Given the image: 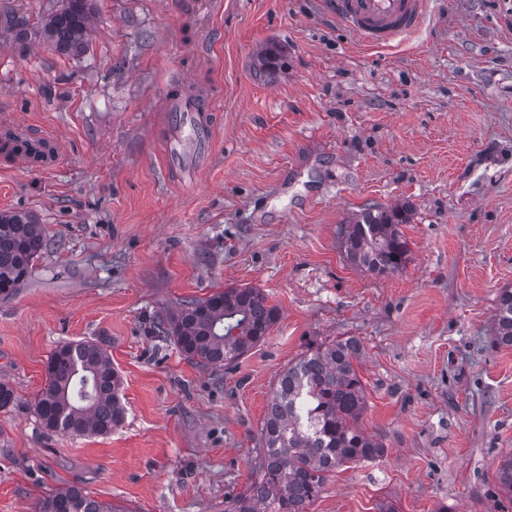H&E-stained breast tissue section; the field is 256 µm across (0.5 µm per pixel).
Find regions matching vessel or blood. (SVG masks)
<instances>
[{
  "label": "vessel or blood",
  "instance_id": "vessel-or-blood-1",
  "mask_svg": "<svg viewBox=\"0 0 512 512\" xmlns=\"http://www.w3.org/2000/svg\"><path fill=\"white\" fill-rule=\"evenodd\" d=\"M329 11L364 42L386 46L418 31L425 19L427 0H327ZM165 122L178 130L169 138L168 164L190 168L199 162L213 136L211 100L207 93H179L165 105Z\"/></svg>",
  "mask_w": 512,
  "mask_h": 512
}]
</instances>
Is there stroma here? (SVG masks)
Returning <instances> with one entry per match:
<instances>
[{"instance_id": "obj_1", "label": "stroma", "mask_w": 512, "mask_h": 512, "mask_svg": "<svg viewBox=\"0 0 512 512\" xmlns=\"http://www.w3.org/2000/svg\"><path fill=\"white\" fill-rule=\"evenodd\" d=\"M60 0H0V115L44 127L60 159L0 165V213L50 245L0 298V512L77 485L134 512H222L261 446L278 374L350 336L362 426L383 458L327 475L309 512H512V346L492 342L512 287V0H429L423 26L372 47L323 0H95L86 51L38 24ZM278 51L263 67L258 54ZM207 92L195 176L170 168L164 103ZM409 202L405 267L350 263L340 229ZM261 289L279 319L214 371L147 330L184 297ZM95 341L123 379L106 436L49 433L34 402L64 343Z\"/></svg>"}]
</instances>
